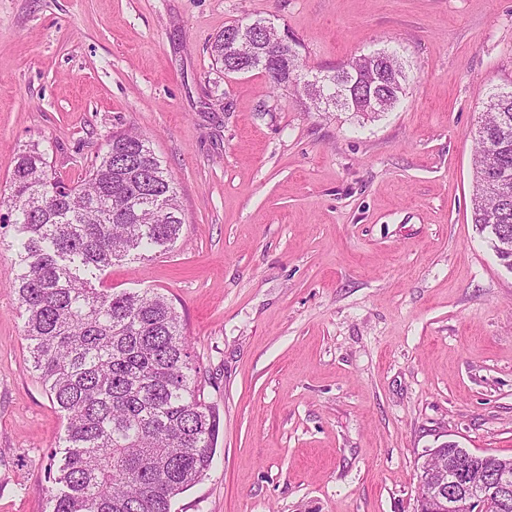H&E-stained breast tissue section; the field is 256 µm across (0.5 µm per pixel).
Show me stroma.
Segmentation results:
<instances>
[{
  "label": "stroma",
  "instance_id": "stroma-1",
  "mask_svg": "<svg viewBox=\"0 0 512 512\" xmlns=\"http://www.w3.org/2000/svg\"><path fill=\"white\" fill-rule=\"evenodd\" d=\"M309 70L397 50L379 116L313 112L209 44L255 18ZM512 87V0H0V191L43 151L80 183L133 128L185 224L114 291L184 319L213 468L172 512H416L426 449L512 457V271L472 219L488 95ZM0 230V512H47L60 412L33 371Z\"/></svg>",
  "mask_w": 512,
  "mask_h": 512
}]
</instances>
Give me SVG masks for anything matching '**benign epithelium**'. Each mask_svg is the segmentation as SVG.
Listing matches in <instances>:
<instances>
[{
	"label": "benign epithelium",
	"instance_id": "benign-epithelium-1",
	"mask_svg": "<svg viewBox=\"0 0 512 512\" xmlns=\"http://www.w3.org/2000/svg\"><path fill=\"white\" fill-rule=\"evenodd\" d=\"M469 456L462 448L451 464L444 445L425 451L421 466L425 489L417 512H492L512 500V469L505 466L490 477L471 465Z\"/></svg>",
	"mask_w": 512,
	"mask_h": 512
}]
</instances>
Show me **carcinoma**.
<instances>
[{"instance_id":"1","label":"carcinoma","mask_w":512,"mask_h":512,"mask_svg":"<svg viewBox=\"0 0 512 512\" xmlns=\"http://www.w3.org/2000/svg\"><path fill=\"white\" fill-rule=\"evenodd\" d=\"M301 44L266 19L224 27L210 45L226 75L259 70L282 89L309 71ZM309 108L374 114L405 92L393 54L353 57L318 77ZM475 140L474 224L512 270V91L493 95ZM0 226L15 232L11 287L23 309L32 362L62 413L51 454L50 512H171L211 469L219 417L200 397L181 316L151 290L101 288L116 260L141 259L178 239L185 219L162 160L135 130L115 132L85 179L70 186L33 147L14 160L0 193Z\"/></svg>"}]
</instances>
